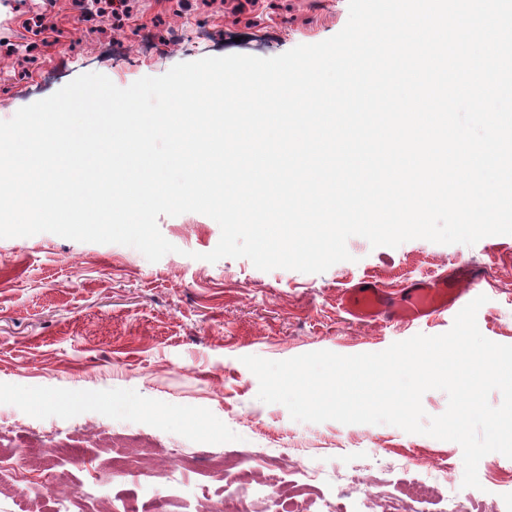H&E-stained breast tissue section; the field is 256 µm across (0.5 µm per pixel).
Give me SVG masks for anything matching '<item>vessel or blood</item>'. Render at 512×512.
<instances>
[{
    "instance_id": "obj_1",
    "label": "vessel or blood",
    "mask_w": 512,
    "mask_h": 512,
    "mask_svg": "<svg viewBox=\"0 0 512 512\" xmlns=\"http://www.w3.org/2000/svg\"><path fill=\"white\" fill-rule=\"evenodd\" d=\"M480 268H465L390 290L364 280L349 289L347 312L361 322L414 323L429 320L468 302L484 278Z\"/></svg>"
}]
</instances>
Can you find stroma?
Instances as JSON below:
<instances>
[{"label":"stroma","mask_w":512,"mask_h":512,"mask_svg":"<svg viewBox=\"0 0 512 512\" xmlns=\"http://www.w3.org/2000/svg\"><path fill=\"white\" fill-rule=\"evenodd\" d=\"M112 2L0 0V121L82 74L125 88L205 57H274L348 20V0H127L116 29ZM158 226L176 250L156 262L130 246L48 232L0 238V430L15 445L48 447L14 459L32 482L77 485L106 506L129 491L147 503L167 491L183 512H218L225 479L213 460L247 455L260 512L272 501L264 477L273 462L286 481L311 487L295 512H382L392 499L408 512H512V459L487 454L479 487L463 486L459 444L386 424L293 420L258 399L242 362L376 353L445 333L454 313L372 325L352 320L341 299L362 280L398 289L460 265L487 270L477 324L512 345V235L395 248L354 236L350 260L309 274L205 261L221 230L200 213L162 215ZM130 399L140 411L126 408ZM62 446L78 448L80 465L62 461ZM145 447L152 454L130 483L112 457Z\"/></svg>","instance_id":"1"}]
</instances>
